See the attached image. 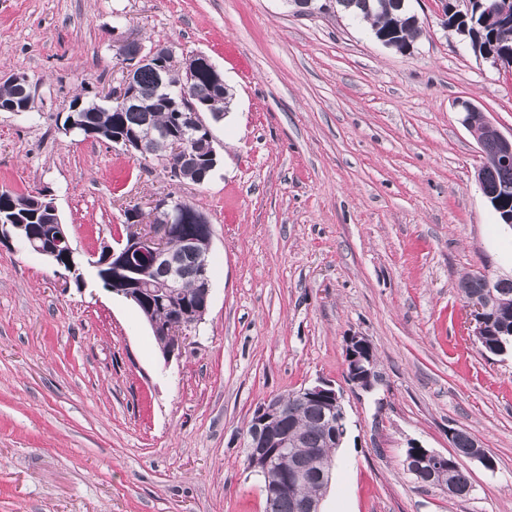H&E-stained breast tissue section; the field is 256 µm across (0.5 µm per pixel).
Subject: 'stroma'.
Here are the masks:
<instances>
[{
  "label": "stroma",
  "mask_w": 512,
  "mask_h": 512,
  "mask_svg": "<svg viewBox=\"0 0 512 512\" xmlns=\"http://www.w3.org/2000/svg\"><path fill=\"white\" fill-rule=\"evenodd\" d=\"M411 52L342 14L284 0H0V78L27 75L28 112H0V190L51 194L73 245L125 236L124 211L168 192L160 167L65 135L74 98L102 102L134 29L202 53L233 92L210 122L219 163L179 191L212 228V297L164 360L139 310L91 269L0 248V512H263L243 430L265 399L320 379L347 433L322 512H512V351L470 335L461 279L512 275V229L474 179L481 148L458 100L512 131V68H493L413 5ZM367 338L379 378L348 384ZM464 428L496 460L462 459L466 501L417 483L410 445ZM376 360L371 344L362 336H350L346 343L347 380L362 389L373 386Z\"/></svg>",
  "instance_id": "35a3bbf8"
}]
</instances>
